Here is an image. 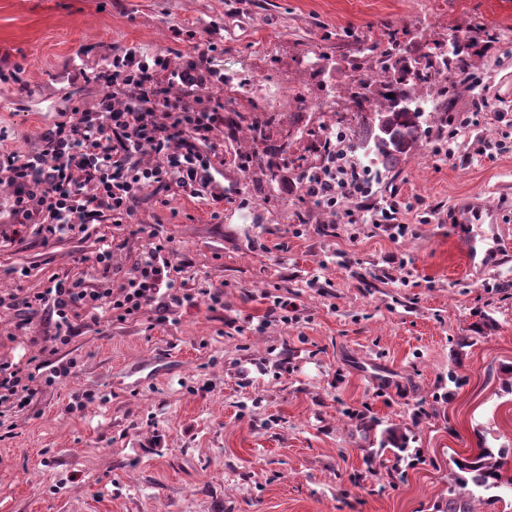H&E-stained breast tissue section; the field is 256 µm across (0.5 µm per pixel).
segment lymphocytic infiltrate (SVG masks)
Instances as JSON below:
<instances>
[{
    "instance_id": "obj_1",
    "label": "lymphocytic infiltrate",
    "mask_w": 512,
    "mask_h": 512,
    "mask_svg": "<svg viewBox=\"0 0 512 512\" xmlns=\"http://www.w3.org/2000/svg\"><path fill=\"white\" fill-rule=\"evenodd\" d=\"M215 49L211 41L192 42L179 70L165 55L152 68L135 49L113 51L111 64L86 77L102 89L92 106L61 114L27 153L0 144V185L8 189L0 199V224H35L46 237L59 239L87 224L129 222L146 187L160 191L163 206L177 195L220 209L224 106L211 93ZM323 164L322 173L298 174L304 195L348 223H361L360 214L345 203L371 197L370 187L356 169L337 164L335 157L324 158ZM94 263L102 272V286L82 277L55 276L39 291H1L0 311L14 313L16 329L32 334L35 317H43L58 351L70 345L77 330L96 331L107 317L124 321L149 308L165 315L198 297L212 307L223 302L222 289L193 294L174 279L171 249L163 238L130 268L114 266L107 243L99 247ZM32 381V373L19 364L0 361V407L28 410L37 395Z\"/></svg>"
}]
</instances>
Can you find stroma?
Returning <instances> with one entry per match:
<instances>
[{
  "label": "stroma",
  "mask_w": 512,
  "mask_h": 512,
  "mask_svg": "<svg viewBox=\"0 0 512 512\" xmlns=\"http://www.w3.org/2000/svg\"><path fill=\"white\" fill-rule=\"evenodd\" d=\"M0 0V58L19 63L32 89L0 84L7 144L31 150L42 129L74 106H91L95 85L80 68L113 49L162 44L172 68L186 61V31L222 51L217 70L241 79L215 98L255 113L260 84H288L309 51L323 80L305 85L317 99L343 93L355 42L396 29L401 40L446 42L480 25L512 29V0ZM85 57H78L81 47ZM479 94L450 95L452 115L478 122L451 135L432 122L423 149L375 187L409 224L391 239L385 225L345 224L297 188L299 159L319 153L298 142L278 156L275 188L262 192L265 166L223 168L239 188L213 216L183 197L156 203L141 193L143 234L104 221L61 239L37 225L0 243V291L43 288L51 276L95 281L101 241L129 267L169 237L186 288L220 287L224 305L203 299L158 321L153 310L103 320L76 335L73 373L42 389L16 428L0 440V512H448L455 459L479 445L512 448V252L470 269L458 206H493L496 225L471 232L512 241V55L502 44L475 63ZM482 141L485 154L473 145ZM257 207L253 223L238 218ZM406 261L394 267L393 258ZM294 301L298 321L256 330L271 297ZM0 312V360L30 372L58 361L48 342L13 332ZM98 401L69 411L74 395ZM406 440L381 447L387 430Z\"/></svg>",
  "instance_id": "35a3bbf8"
}]
</instances>
